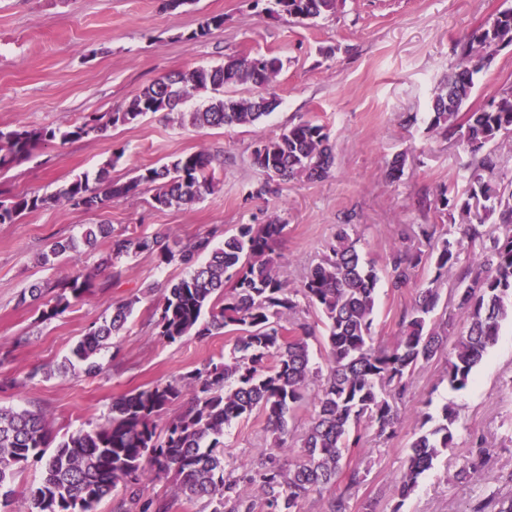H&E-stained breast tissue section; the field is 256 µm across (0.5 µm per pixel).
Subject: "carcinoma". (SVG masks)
Returning <instances> with one entry per match:
<instances>
[{
    "instance_id": "carcinoma-1",
    "label": "carcinoma",
    "mask_w": 512,
    "mask_h": 512,
    "mask_svg": "<svg viewBox=\"0 0 512 512\" xmlns=\"http://www.w3.org/2000/svg\"><path fill=\"white\" fill-rule=\"evenodd\" d=\"M289 17L314 19L336 11L337 0H275ZM224 26V15H208L189 38ZM512 43V7L456 46L455 70L431 104L430 128L453 134L474 156L461 196L448 197L442 188L435 210H458L457 235L437 233L435 224H418L385 258L390 287H408L416 268L426 265L433 276L416 289L412 307L399 320L396 342H374L376 269L365 265L357 250L353 225L339 224L326 251L299 288H292L273 257L287 225L239 224L214 228L183 244L165 233L145 236L116 232L108 224L55 242L41 254L45 265L65 254H79L97 236L110 238L105 263L116 266L124 257L149 253L161 264L175 263L185 275L169 283L153 316L155 336L175 343L186 336L204 339L234 332V348L224 361H210L175 380H158L112 401L109 415L89 430H79L51 445L46 415L28 408L0 406V512H8L15 475L30 463H43L38 481L28 488L31 512H96L97 505L118 487L130 491L121 512H168L165 498L140 502L132 487L146 475L172 481L174 492L202 500L211 512H255L251 492L264 501L266 512H297L312 493L329 492L324 512H349L352 491L363 481L359 425L380 437L396 433L400 417L395 400L404 396L415 372L448 357L444 373L454 390L467 388L474 369L497 341L500 322L512 318V178H495L499 149L512 137V84L488 105L462 112L472 95L474 76L488 67L498 48ZM282 68L266 55L231 57L222 64L194 67L164 75L146 87L120 112L88 116L72 129L36 130L25 126L0 129V171L29 156L43 141L98 136L107 126L132 125L149 113L173 112L195 93H212L209 103L180 113V121L198 128L252 126L279 105L270 85ZM249 85V97H226L227 86ZM253 165L265 176L250 193L275 192L271 181L327 178L335 156L324 125L313 120L287 127L261 141ZM215 159L204 149L183 154L159 167H145L125 182L112 180L108 162L94 178L78 176L51 197L22 192L0 200V224H16L51 201L97 210L112 199L155 187L160 208L191 206L216 187ZM497 216L496 228L488 219ZM456 269L449 297L457 301L463 324L448 343L454 324L439 315L445 308L444 277ZM94 277L78 274L53 286L39 318L50 322L93 293ZM140 298L112 306V315L93 323L72 349L76 365L87 376L103 366L101 351L123 330ZM320 314L323 330L297 318L302 307ZM327 354V374L315 366L311 343ZM182 410L159 420L172 405ZM308 413L299 449L289 444L288 419ZM258 414L271 435L269 447L241 467L224 456V429ZM458 411L445 405L442 420L420 418L419 434L409 445L406 469L392 512L433 468L434 460L456 445ZM456 479L466 480L487 463L483 440L474 437ZM53 447L48 452L46 448ZM512 512V498L491 492L473 512Z\"/></svg>"
}]
</instances>
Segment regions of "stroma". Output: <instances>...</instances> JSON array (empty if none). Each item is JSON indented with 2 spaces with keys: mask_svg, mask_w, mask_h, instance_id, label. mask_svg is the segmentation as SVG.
I'll return each mask as SVG.
<instances>
[{
  "mask_svg": "<svg viewBox=\"0 0 512 512\" xmlns=\"http://www.w3.org/2000/svg\"><path fill=\"white\" fill-rule=\"evenodd\" d=\"M512 0H338L335 13L299 21L270 13L268 0H195L172 10L166 0H0V128L55 129L78 125L83 116L106 115L128 105L148 84L175 70L217 65L231 56L261 53L281 59L272 82L281 104L254 126L197 129L156 113L134 125L108 126L97 137L46 141L0 171L4 195H54L78 175H95L112 161L111 177L128 180L135 169L159 166L176 156L207 150L215 158L218 185L189 207H157L152 188L87 211L52 203L19 223L0 224V405L42 410L52 435L62 439L90 429L109 414L118 396L168 380L227 357L228 334L192 336L169 344L153 334V306L182 267L150 254L123 258L113 277L106 267L108 242L54 266L39 262L58 239L92 224H109L143 235L158 232L188 242L211 228L276 221L286 226L278 262L291 287H300L338 224L352 221L364 262L383 269L389 250L417 224L449 225L447 212L427 208L425 197L441 187L463 188L470 153L456 138L428 126L438 88L456 62L455 47L471 31L490 24ZM220 14L222 28L192 39L204 16ZM334 47L333 56L324 48ZM512 83V45L475 77L469 108L483 107ZM323 124L334 145L335 166L324 180L296 179L277 195L250 197L263 176L252 163L258 142L298 122ZM406 153L404 174L390 181L386 166ZM95 272L98 287L56 320L38 319L35 302H21L31 286ZM140 296L115 350H103L95 376L60 372L91 323L113 304ZM415 291H394L387 279L376 290L375 341L392 344L398 319ZM442 363L420 368L397 408L401 418L391 440L365 430L357 450L365 480L351 501L362 512H391L405 469V450L418 416L440 419L443 405L459 410L454 448L443 452L402 512H470L491 490L512 496V321L501 324L496 344L474 372V382L455 392L442 379ZM483 436L489 464L473 478L455 474L470 434ZM263 418L236 421L224 435V454L249 463L268 446Z\"/></svg>",
  "mask_w": 512,
  "mask_h": 512,
  "instance_id": "1",
  "label": "stroma"
}]
</instances>
